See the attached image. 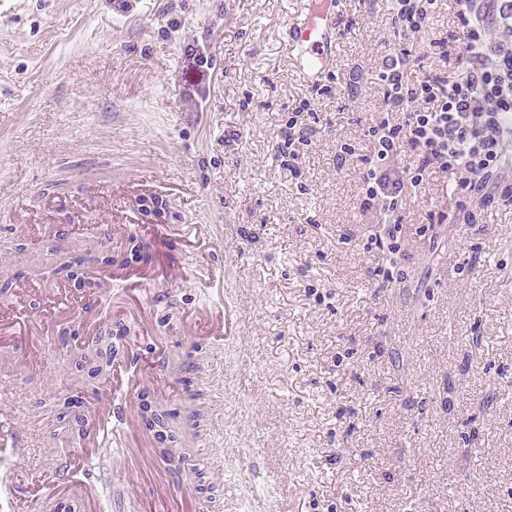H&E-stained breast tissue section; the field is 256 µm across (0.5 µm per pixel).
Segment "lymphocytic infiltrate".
Instances as JSON below:
<instances>
[{
	"label": "lymphocytic infiltrate",
	"mask_w": 512,
	"mask_h": 512,
	"mask_svg": "<svg viewBox=\"0 0 512 512\" xmlns=\"http://www.w3.org/2000/svg\"><path fill=\"white\" fill-rule=\"evenodd\" d=\"M430 48L454 56V73L436 71L410 87L403 51L386 56L379 73L385 112L368 128L372 150L361 178L362 210L379 225L362 241L368 253H400L395 214L407 188L434 171L454 175L451 197L465 223H475L474 206L512 205V0H464L457 31ZM408 154L414 165L403 164Z\"/></svg>",
	"instance_id": "lymphocytic-infiltrate-1"
}]
</instances>
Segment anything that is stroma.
<instances>
[{"instance_id": "1", "label": "stroma", "mask_w": 512, "mask_h": 512, "mask_svg": "<svg viewBox=\"0 0 512 512\" xmlns=\"http://www.w3.org/2000/svg\"><path fill=\"white\" fill-rule=\"evenodd\" d=\"M305 2L0 0V302L33 280L18 310L43 325L37 361L0 344L20 512L63 500L28 476L73 451L58 418L81 393L70 354L101 332L140 382L125 450L93 455L103 512L133 489L151 512L175 468L141 404L182 417L191 394L187 464L212 490L185 484L178 512H512V207L461 223L436 172L400 212L396 282L377 286L360 246L382 61L406 50L414 87L442 68L428 48L456 31L458 0H435L403 41L391 0H343L336 67L315 88L287 39ZM305 106L315 135L294 176L276 145ZM438 211L448 220L431 224ZM75 254L223 267L238 333L199 335L203 295L176 277L159 299L113 285L83 327L89 294L60 271Z\"/></svg>"}]
</instances>
